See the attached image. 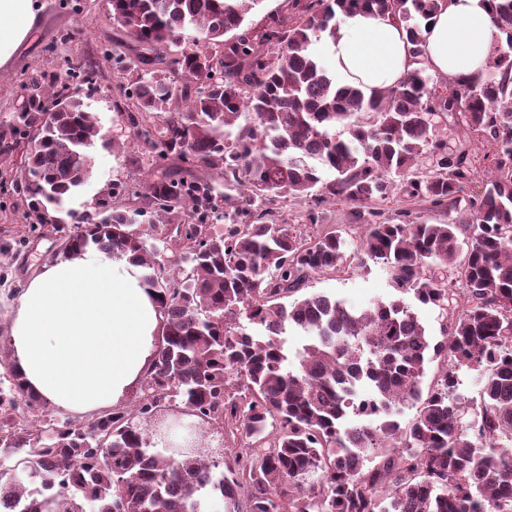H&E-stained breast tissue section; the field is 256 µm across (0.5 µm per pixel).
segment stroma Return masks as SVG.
I'll use <instances>...</instances> for the list:
<instances>
[{
    "instance_id": "1",
    "label": "stroma",
    "mask_w": 512,
    "mask_h": 512,
    "mask_svg": "<svg viewBox=\"0 0 512 512\" xmlns=\"http://www.w3.org/2000/svg\"><path fill=\"white\" fill-rule=\"evenodd\" d=\"M39 2V18L29 39L14 59L0 68V119L24 106L21 84L30 75L42 74L47 80L61 83L67 79L66 66L70 63L95 72V84L80 86L78 92L87 111L93 112L101 134L90 150L91 176L71 202L72 208L81 210L106 184L150 180L152 161L147 147L123 127L116 110L124 101L122 88L133 75L116 71L100 53L104 44L117 43L118 39L108 20V0H79L76 12L62 7L61 0ZM351 210V204L340 200L325 205V220L317 225V232L343 229L349 246L343 270L313 275L305 294L333 293L357 308L375 300L400 298L388 272L379 264L365 262L361 255V228L351 222ZM59 247L56 239L35 237L27 255L0 257V270L6 273L5 280L0 281V369L12 363L7 343L11 301L27 280L59 257Z\"/></svg>"
}]
</instances>
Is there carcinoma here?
Returning a JSON list of instances; mask_svg holds the SVG:
<instances>
[{"mask_svg": "<svg viewBox=\"0 0 512 512\" xmlns=\"http://www.w3.org/2000/svg\"><path fill=\"white\" fill-rule=\"evenodd\" d=\"M260 2L109 0L135 40L120 60L136 72L124 112L166 169L102 189L95 208L69 207L100 129L66 84L28 78L24 107L0 121V154L22 151L0 190L25 203L28 232L55 234L64 255L130 256L162 322L139 393L82 422L57 419L14 369L0 376V492L19 491V512H208L214 500L224 512H512V0L493 3L505 42L485 74L445 93L422 67V23L446 0H288L262 34L246 24ZM358 11L394 16L417 64L369 98L312 50ZM49 100L60 108L44 111ZM244 111L252 122L236 124ZM450 115L487 143L476 196L471 148L434 135ZM396 191L448 220L383 218L375 204ZM336 199L354 205L363 253L439 312L442 342L400 299L356 310L333 294L294 298L313 274L342 270L347 240L309 243L285 209L306 202L315 225ZM165 248L181 263L161 265ZM462 250V287L450 288ZM290 328L310 337L296 366ZM433 358L444 367L425 393ZM463 366L479 372L476 398L458 393ZM364 388L375 404L357 419L348 407ZM409 402L403 428L393 415ZM165 404L246 442L215 455L194 437L165 455L140 426Z\"/></svg>", "mask_w": 512, "mask_h": 512, "instance_id": "obj_1", "label": "carcinoma"}]
</instances>
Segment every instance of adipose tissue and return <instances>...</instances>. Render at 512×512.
<instances>
[{
  "mask_svg": "<svg viewBox=\"0 0 512 512\" xmlns=\"http://www.w3.org/2000/svg\"><path fill=\"white\" fill-rule=\"evenodd\" d=\"M39 0H0V68L28 39ZM496 29L488 0H448L426 23L423 62L445 80L482 76ZM338 82L372 96L412 70L394 18L358 13L321 43ZM160 317L151 288L129 259L90 250L47 265L11 312L12 363L28 392L63 413L123 404L153 359Z\"/></svg>",
  "mask_w": 512,
  "mask_h": 512,
  "instance_id": "adipose-tissue-1",
  "label": "adipose tissue"
}]
</instances>
